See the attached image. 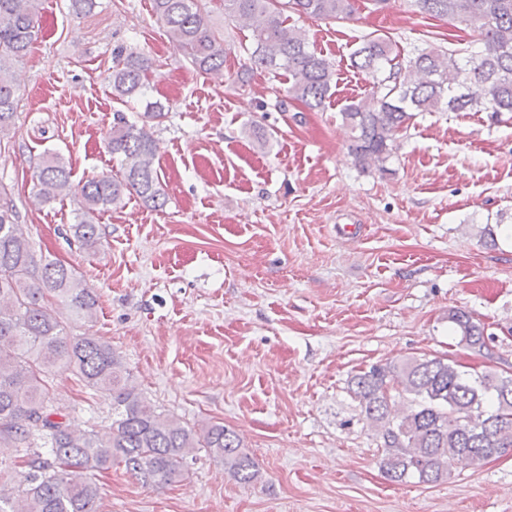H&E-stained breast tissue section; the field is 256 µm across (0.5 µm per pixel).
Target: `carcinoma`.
I'll list each match as a JSON object with an SVG mask.
<instances>
[{
    "mask_svg": "<svg viewBox=\"0 0 512 512\" xmlns=\"http://www.w3.org/2000/svg\"><path fill=\"white\" fill-rule=\"evenodd\" d=\"M41 0H0V130L12 127L16 91L11 64L24 58L37 32ZM431 17L480 30L475 48L427 47L404 58L391 37H361L353 66L372 78L364 98L340 111L351 129L350 154L361 170L383 171L416 112L476 110L512 114V0H410ZM153 13L172 44L203 72L224 67V36L210 26L200 0H152ZM323 21H344L353 0H224V14L251 33V62L288 77V98L309 109L323 105L335 75L333 64L310 47L305 30L289 24L285 11ZM150 60L117 51L110 74L114 99L144 94ZM150 104L143 123L117 115L105 143L119 158L122 175H102L75 186L58 154L43 158L37 175L44 202L73 191L80 207L72 225L86 249L99 241L97 216L135 195L154 207L164 193L155 161L158 145L147 123L165 117ZM11 193L0 185V463L23 459L25 469L0 484V512H98L90 473L119 459L146 484L185 480L187 459L200 449L224 462L237 481L250 484L259 472L241 451L238 435L220 423L198 430L157 411L132 383L121 357L98 336L70 339L58 307L89 321L98 299L77 272L57 261L37 262ZM458 344L486 346L485 328L461 309L448 310ZM70 372L86 388L112 402V423L100 435L76 431L50 405V378ZM352 398L380 442V468L393 482L434 484L455 468L482 466L512 448V376L463 369L450 358H409L373 365L351 376ZM49 448L42 455L35 438Z\"/></svg>",
    "mask_w": 512,
    "mask_h": 512,
    "instance_id": "1",
    "label": "carcinoma"
}]
</instances>
